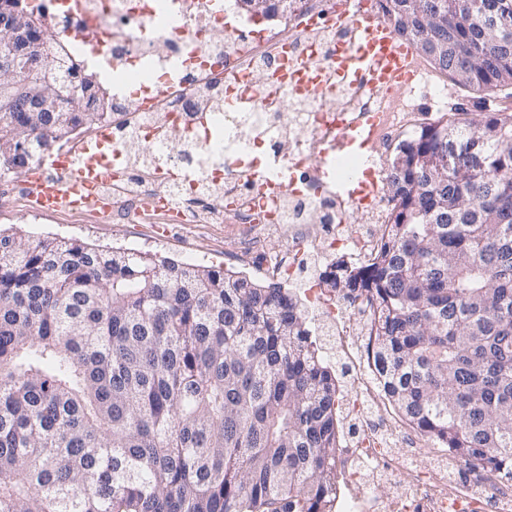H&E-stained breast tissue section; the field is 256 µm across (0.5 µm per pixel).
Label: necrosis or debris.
<instances>
[{
  "label": "necrosis or debris",
  "instance_id": "1",
  "mask_svg": "<svg viewBox=\"0 0 512 512\" xmlns=\"http://www.w3.org/2000/svg\"><path fill=\"white\" fill-rule=\"evenodd\" d=\"M75 14L57 7L49 34L85 41L87 20L105 29L103 51L130 94H108L111 147L119 171L100 184L113 218L133 211L142 224H220L230 221L242 238L261 224H285L296 231L289 252L268 256V276L288 280L300 272L308 251L347 246L357 260L375 244L356 234L350 211L312 180L320 146L332 127L370 107V97L337 84L334 94L308 97L298 77L307 62L330 64L338 34L331 18L334 0H301L289 7L279 26L262 22L243 28L234 7L214 0H81ZM257 104V111L229 110L228 91ZM279 157L290 173L303 175L301 192L287 190L256 199L242 161L256 152ZM302 224H325L333 232L313 239ZM364 427L347 450L340 474L344 490L339 512H512V494L485 483L476 493L449 481L454 460L447 453L416 449L412 481L385 500L365 495L371 483L397 480L384 434Z\"/></svg>",
  "mask_w": 512,
  "mask_h": 512
}]
</instances>
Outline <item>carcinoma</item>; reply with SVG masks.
I'll use <instances>...</instances> for the list:
<instances>
[{
	"mask_svg": "<svg viewBox=\"0 0 512 512\" xmlns=\"http://www.w3.org/2000/svg\"><path fill=\"white\" fill-rule=\"evenodd\" d=\"M419 46L442 7L433 65L490 95L512 83V40L489 19L512 0H379ZM48 36L46 9L0 14ZM54 112L0 128V150L62 140L97 112L63 41ZM476 139L484 167L420 159ZM389 169L394 205L364 264L320 283L371 310L380 391L438 448L512 483V114L420 125ZM300 295L232 269L0 234V512H332L340 389Z\"/></svg>",
	"mask_w": 512,
	"mask_h": 512,
	"instance_id": "cac0c4a2",
	"label": "carcinoma"
}]
</instances>
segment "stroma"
Returning a JSON list of instances; mask_svg holds the SVG:
<instances>
[{"label":"stroma","instance_id":"1","mask_svg":"<svg viewBox=\"0 0 512 512\" xmlns=\"http://www.w3.org/2000/svg\"><path fill=\"white\" fill-rule=\"evenodd\" d=\"M421 66L429 70L432 83L422 95L416 96L410 109L392 113L389 133L377 142L378 153L383 159H391L397 143L422 123L453 119L461 112L476 118L488 108L495 111L503 108L512 110V99H505L497 93L493 96L492 105H485L477 94L432 69L429 61H422ZM29 175L30 170L25 167L9 170L7 175L0 177V231H19L34 238L51 236L76 239L104 247L134 248L186 264L230 268L258 282L263 279L258 271L257 255L238 256L235 231L231 225L170 224L161 234L156 225L116 224L111 219L99 218L92 210L80 217L64 208L48 214H33L24 205L23 185ZM305 304L320 316L315 325V335L326 359L338 375L341 395L352 394V369L336 351L330 320L322 317V308L313 298H306Z\"/></svg>","mask_w":512,"mask_h":512}]
</instances>
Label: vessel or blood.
Instances as JSON below:
<instances>
[{
  "label": "vessel or blood",
  "instance_id": "vessel-or-blood-1",
  "mask_svg": "<svg viewBox=\"0 0 512 512\" xmlns=\"http://www.w3.org/2000/svg\"><path fill=\"white\" fill-rule=\"evenodd\" d=\"M336 20L348 26L350 33L336 52L338 72L375 95L383 90L394 94L408 91L410 79L421 71L416 50L409 41L400 38L373 13L366 0H346ZM377 126L374 111L359 112L350 122L337 126L332 143L320 152L319 169L323 172L337 162L340 153L359 158L361 168L356 175L332 183L337 195L354 205L378 195L384 181L385 167L376 156ZM110 170L106 156L97 150L74 158L52 156L30 174L26 194L44 213L62 207H95L101 200L94 186ZM249 176L263 191L284 190L295 184L285 165L276 158L263 169L250 171Z\"/></svg>",
  "mask_w": 512,
  "mask_h": 512
}]
</instances>
